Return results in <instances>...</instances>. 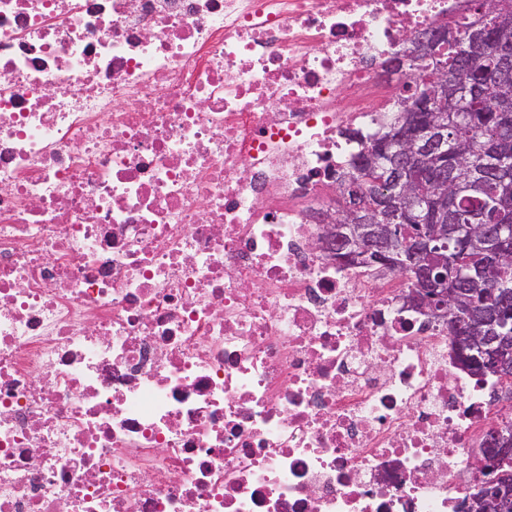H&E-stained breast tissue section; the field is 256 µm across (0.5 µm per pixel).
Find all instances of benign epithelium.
<instances>
[{"label":"benign epithelium","instance_id":"obj_1","mask_svg":"<svg viewBox=\"0 0 512 512\" xmlns=\"http://www.w3.org/2000/svg\"><path fill=\"white\" fill-rule=\"evenodd\" d=\"M497 43L505 48L501 54L496 79L512 83V29L504 27L494 35ZM448 41L444 28L430 29L412 41V53L426 59L436 56L437 47ZM410 83L417 84L416 93L407 100H400L395 117V137L380 141L363 152L359 165L370 167L376 155L382 153L392 160V179L401 192L394 198H381L375 212L367 211L355 195L339 196L336 207V224L332 234L345 247L336 252V261L350 264L394 266L407 281L413 283L405 300L411 306L431 312L448 320L450 337L459 347L479 353L487 368H499L512 354V336L489 337L497 327L507 328L512 319L507 316L485 315L477 318L465 330L455 327L451 304L455 293L448 289V238L457 236L461 229L448 223V173L442 168V158L448 156V128L446 101L448 78L445 64L439 63L428 78L418 72L410 75ZM434 201L426 210V223L415 225L412 242L398 246L400 226L388 223V213L395 209L406 213ZM470 248L507 260L512 257V247L499 236L488 238L471 233L467 236ZM512 462V431H498L496 454L485 463L475 479V493L462 503L463 512H481L491 503L502 508L512 504V473L504 466Z\"/></svg>","mask_w":512,"mask_h":512}]
</instances>
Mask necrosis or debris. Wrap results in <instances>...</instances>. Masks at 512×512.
Masks as SVG:
<instances>
[{
	"instance_id": "4bbe7bcc",
	"label": "necrosis or debris",
	"mask_w": 512,
	"mask_h": 512,
	"mask_svg": "<svg viewBox=\"0 0 512 512\" xmlns=\"http://www.w3.org/2000/svg\"><path fill=\"white\" fill-rule=\"evenodd\" d=\"M471 0H0V512H455L503 386L336 184ZM452 345H453V343H452ZM456 348L458 350V347H456ZM453 349H454L456 361H457L458 365L462 369H467V370H470V371H474L476 374L481 375V376H487V375L497 376L498 379L502 383L505 381V384H506L505 388L507 389V391H510V392L512 391V361H511L510 364H508L507 366L503 367L500 371L484 370L482 372H478V371L474 370V367H477L479 365H475L473 362H470L467 359H465L460 354L459 350L457 351L455 349L454 345H453Z\"/></svg>"
}]
</instances>
